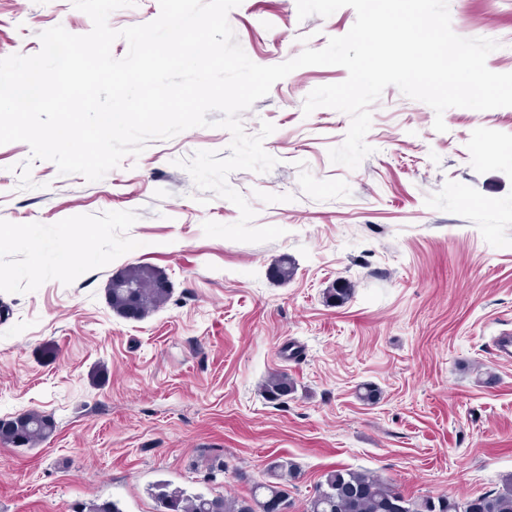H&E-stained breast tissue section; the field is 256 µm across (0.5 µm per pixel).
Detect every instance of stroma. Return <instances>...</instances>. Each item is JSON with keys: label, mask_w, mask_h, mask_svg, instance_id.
Segmentation results:
<instances>
[{"label": "stroma", "mask_w": 512, "mask_h": 512, "mask_svg": "<svg viewBox=\"0 0 512 512\" xmlns=\"http://www.w3.org/2000/svg\"><path fill=\"white\" fill-rule=\"evenodd\" d=\"M453 31L499 41L487 58L512 72V0H449ZM353 8L297 16L296 0H242L228 13L256 64L323 49L349 32ZM84 35L72 0H0V58L40 51L41 32ZM338 65L299 68L243 112L276 165L229 185L257 226L283 237L242 243L204 235L239 209L199 191L176 166L199 150L229 154L230 133L196 127L150 141L99 181L0 145V420L35 410L55 431L33 447L0 444V512H79L94 499L157 512L160 479L191 492L245 496L274 460L292 462L289 512H305L325 472L389 480L405 497L456 500L512 475V362L492 340L512 332V107L451 108L435 131L427 104L387 87L370 107L356 169L332 163L350 125L315 87ZM30 163L33 188L16 165ZM78 253L81 271L59 269ZM291 280L270 270L281 259ZM149 264L169 302L134 321L113 312V276ZM343 303H327L337 280ZM287 373L296 391L268 401ZM380 397L368 404L362 385Z\"/></svg>", "instance_id": "35a3bbf8"}]
</instances>
